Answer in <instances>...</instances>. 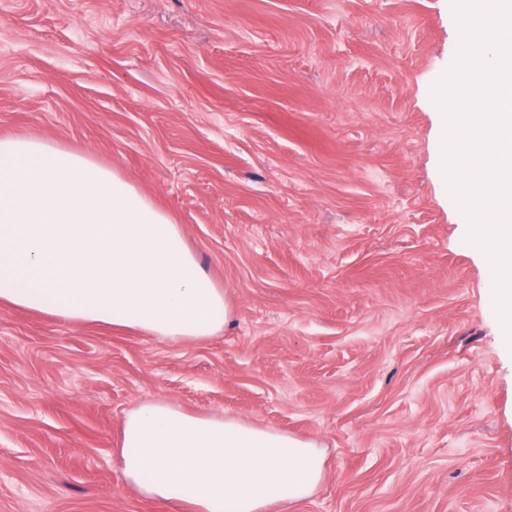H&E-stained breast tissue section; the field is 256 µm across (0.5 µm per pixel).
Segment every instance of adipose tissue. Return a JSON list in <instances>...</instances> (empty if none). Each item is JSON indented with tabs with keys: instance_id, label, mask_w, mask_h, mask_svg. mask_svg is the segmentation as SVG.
Listing matches in <instances>:
<instances>
[{
	"instance_id": "ef3b65f1",
	"label": "adipose tissue",
	"mask_w": 512,
	"mask_h": 512,
	"mask_svg": "<svg viewBox=\"0 0 512 512\" xmlns=\"http://www.w3.org/2000/svg\"><path fill=\"white\" fill-rule=\"evenodd\" d=\"M0 303L173 342L228 324L224 289L180 225L90 157L37 138L0 139ZM122 474L171 512H281L324 476L316 442L159 399L121 424Z\"/></svg>"
}]
</instances>
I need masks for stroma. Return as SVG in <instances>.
<instances>
[{"label": "stroma", "mask_w": 512, "mask_h": 512, "mask_svg": "<svg viewBox=\"0 0 512 512\" xmlns=\"http://www.w3.org/2000/svg\"><path fill=\"white\" fill-rule=\"evenodd\" d=\"M451 0H0V138L180 224L232 317L175 343L0 304V512H170L120 471L168 399L317 442L286 512H512V349L441 172Z\"/></svg>", "instance_id": "obj_1"}]
</instances>
